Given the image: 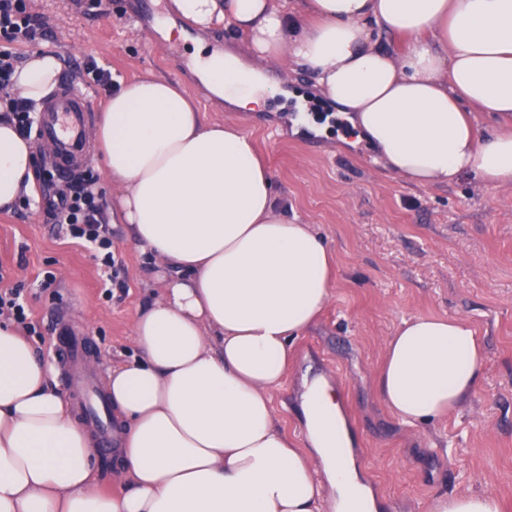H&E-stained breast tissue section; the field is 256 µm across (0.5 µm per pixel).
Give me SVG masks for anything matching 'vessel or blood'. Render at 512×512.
I'll use <instances>...</instances> for the list:
<instances>
[{
  "mask_svg": "<svg viewBox=\"0 0 512 512\" xmlns=\"http://www.w3.org/2000/svg\"><path fill=\"white\" fill-rule=\"evenodd\" d=\"M91 111L87 93L71 82L65 83L41 110L35 146L54 165L59 176L69 175L88 156ZM86 351V344L78 337L60 335L56 338L55 352L70 367L79 366ZM75 388L87 411V423L98 430L101 439H108L109 428L99 416L100 411L106 409V402L85 376H78Z\"/></svg>",
  "mask_w": 512,
  "mask_h": 512,
  "instance_id": "vessel-or-blood-1",
  "label": "vessel or blood"
}]
</instances>
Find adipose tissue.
Segmentation results:
<instances>
[{
    "instance_id": "adipose-tissue-1",
    "label": "adipose tissue",
    "mask_w": 512,
    "mask_h": 512,
    "mask_svg": "<svg viewBox=\"0 0 512 512\" xmlns=\"http://www.w3.org/2000/svg\"><path fill=\"white\" fill-rule=\"evenodd\" d=\"M199 26L228 22L245 54L200 64L232 108L280 87L272 61L306 68L321 92L397 177L419 186L467 174L512 182V131L483 134L468 109L512 121V0H304L299 24L275 0H172ZM409 39L398 56L371 29ZM59 59L31 52L22 97L40 101ZM117 188L112 212L162 270V290L133 321L136 353L113 367L116 477L94 486V443L66 413L53 370L17 330L0 325V512H381L354 457L352 431L321 381L303 397L304 438L276 419L293 343L333 293L332 253L285 214L273 175L241 128L207 121L163 78L113 82L96 130ZM31 145L0 118V210L33 186ZM484 351L458 319L402 320L376 378L379 399L419 426L456 409L479 385ZM425 512H502L487 494L431 496Z\"/></svg>"
}]
</instances>
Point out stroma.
Masks as SVG:
<instances>
[{
  "mask_svg": "<svg viewBox=\"0 0 512 512\" xmlns=\"http://www.w3.org/2000/svg\"><path fill=\"white\" fill-rule=\"evenodd\" d=\"M171 0H33L48 24L61 71L78 74L95 59L114 78L178 83L207 120L249 133L289 212L328 243L332 298L293 345L277 417L289 436L302 432L303 383L328 377L343 394L357 442L353 452L384 502V512H424L434 494L495 496L512 512V183L469 176L418 186L392 174L345 113L315 88L301 66L270 63L281 92L257 112H234L200 79L195 44L243 52L231 26L203 29L172 12ZM118 287L105 292L90 252L69 243L34 209L0 211L4 285L23 291L36 331L30 341L55 370L54 389L69 415L78 397L54 354L55 318L89 336L84 366L104 388L112 366L133 353L132 319L152 301L143 256L124 225L112 227ZM56 276L40 287L39 273ZM424 315L458 318L480 336L486 360L475 393L448 415L402 425L376 394L385 345L400 322Z\"/></svg>",
  "mask_w": 512,
  "mask_h": 512,
  "instance_id": "stroma-1",
  "label": "stroma"
}]
</instances>
